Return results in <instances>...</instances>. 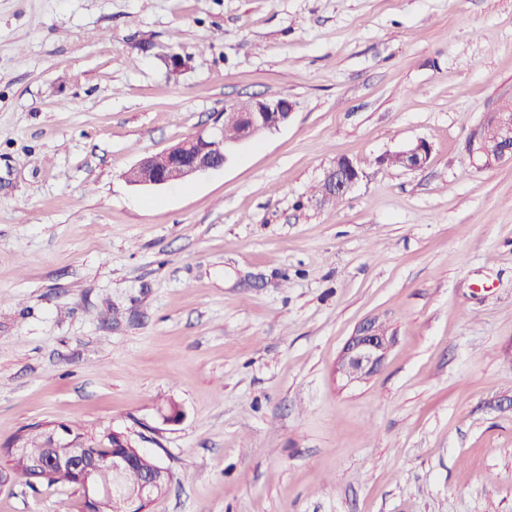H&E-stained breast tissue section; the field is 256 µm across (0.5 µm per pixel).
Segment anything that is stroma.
Returning a JSON list of instances; mask_svg holds the SVG:
<instances>
[{"instance_id": "1", "label": "stroma", "mask_w": 512, "mask_h": 512, "mask_svg": "<svg viewBox=\"0 0 512 512\" xmlns=\"http://www.w3.org/2000/svg\"><path fill=\"white\" fill-rule=\"evenodd\" d=\"M255 96L288 124L126 182ZM510 105L512 0H0V444L123 430L174 474L148 512H512V163L469 154ZM370 318L393 346L346 382ZM391 156L395 157L403 168L418 170L426 164L430 156V146L425 140H418ZM362 170L348 158H339L336 165L329 169L322 185L331 192L345 198L358 183Z\"/></svg>"}]
</instances>
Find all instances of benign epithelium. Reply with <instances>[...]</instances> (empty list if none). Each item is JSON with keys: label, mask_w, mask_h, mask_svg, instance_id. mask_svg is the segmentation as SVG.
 I'll use <instances>...</instances> for the list:
<instances>
[{"label": "benign epithelium", "mask_w": 512, "mask_h": 512, "mask_svg": "<svg viewBox=\"0 0 512 512\" xmlns=\"http://www.w3.org/2000/svg\"><path fill=\"white\" fill-rule=\"evenodd\" d=\"M293 112V104L284 97H257L249 110L238 104L224 107L223 120L205 128L193 136L165 150L152 153L124 173L132 185L165 186L173 180H188L204 172L217 170L226 164L234 148L249 142L261 134L286 125ZM240 128L234 140L224 138V129ZM496 130L495 138L487 141L483 136L473 138L469 144L471 158L482 166H493L512 161V114L500 112L490 119ZM430 156V146L419 140L393 154L402 167L408 170L422 168ZM362 170L348 158H339L323 179L326 190L342 197L347 196L358 183ZM393 344V337L375 320L361 323L347 342L336 371L350 381H360L375 372ZM134 462L133 452L115 453L104 460L107 469L115 477L121 476ZM168 476V469L156 464L142 485L126 494L115 489L119 498L116 512H147L143 505L155 498V488Z\"/></svg>", "instance_id": "1"}]
</instances>
